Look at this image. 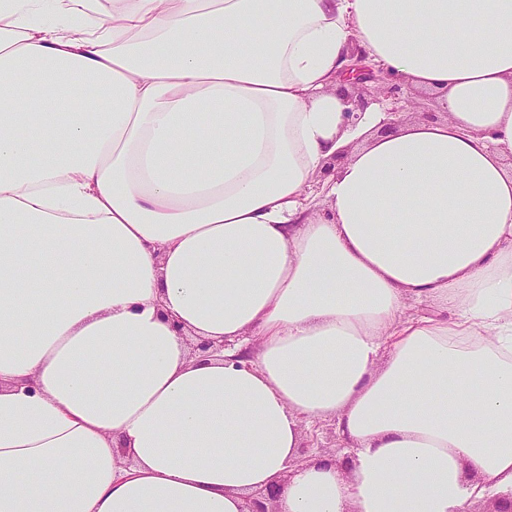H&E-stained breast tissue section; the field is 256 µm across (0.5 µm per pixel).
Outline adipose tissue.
Listing matches in <instances>:
<instances>
[{"label":"adipose tissue","instance_id":"ef3b65f1","mask_svg":"<svg viewBox=\"0 0 512 512\" xmlns=\"http://www.w3.org/2000/svg\"><path fill=\"white\" fill-rule=\"evenodd\" d=\"M510 156L512 0H0V512L512 497ZM351 64L346 69V77L344 82H350V90L344 89L347 103L352 105L351 108L346 110L347 120H357L359 118L358 112H363L364 108L373 101H378L380 97L389 100L392 107L390 113L399 115L409 112L408 105L409 99L404 96L401 85L393 82L392 79L384 76L380 72L375 71L372 67L363 64L365 55L358 51L357 55L350 56ZM366 83L376 84L373 87H368ZM403 103V104H402ZM302 447L306 448V455L334 451L339 455L345 446L336 435L334 422L327 420L317 422L304 431Z\"/></svg>","mask_w":512,"mask_h":512}]
</instances>
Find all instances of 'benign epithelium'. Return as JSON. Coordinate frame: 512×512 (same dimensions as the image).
I'll return each instance as SVG.
<instances>
[{
  "label": "benign epithelium",
  "instance_id": "7a95c632",
  "mask_svg": "<svg viewBox=\"0 0 512 512\" xmlns=\"http://www.w3.org/2000/svg\"><path fill=\"white\" fill-rule=\"evenodd\" d=\"M364 60L365 55L360 51L351 56V64L344 78L350 83V88L344 90L347 102L351 104V108L346 110L347 119L357 120L359 112L381 97L390 101V113L399 115L408 112L409 99L404 96L401 85L363 64ZM276 498L277 494L272 489L257 491L249 497L248 512H280Z\"/></svg>",
  "mask_w": 512,
  "mask_h": 512
}]
</instances>
